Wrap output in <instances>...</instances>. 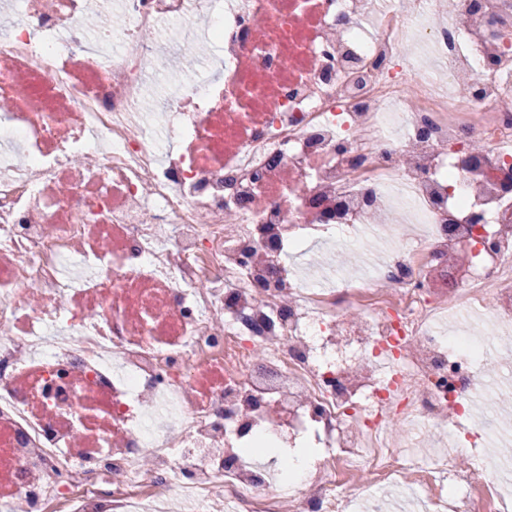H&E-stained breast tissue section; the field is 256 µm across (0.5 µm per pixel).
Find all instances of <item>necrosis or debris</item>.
<instances>
[{"label": "necrosis or debris", "instance_id": "1", "mask_svg": "<svg viewBox=\"0 0 512 512\" xmlns=\"http://www.w3.org/2000/svg\"><path fill=\"white\" fill-rule=\"evenodd\" d=\"M33 3L0 17V512H512L456 469L487 384L447 322L512 326V0Z\"/></svg>", "mask_w": 512, "mask_h": 512}]
</instances>
